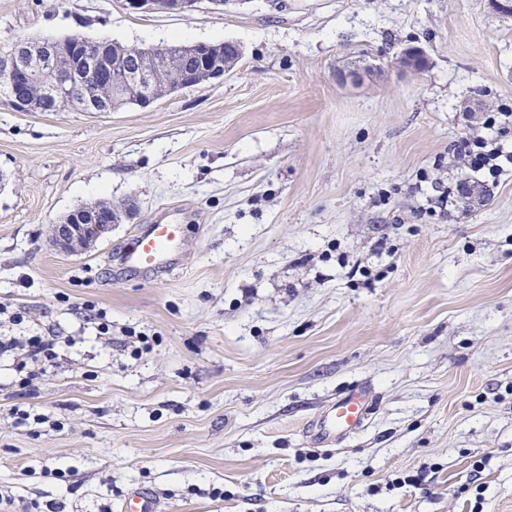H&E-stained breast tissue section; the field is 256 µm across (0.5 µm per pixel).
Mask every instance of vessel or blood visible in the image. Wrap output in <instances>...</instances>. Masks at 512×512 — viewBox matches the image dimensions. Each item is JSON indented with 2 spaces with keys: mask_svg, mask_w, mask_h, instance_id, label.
I'll list each match as a JSON object with an SVG mask.
<instances>
[{
  "mask_svg": "<svg viewBox=\"0 0 512 512\" xmlns=\"http://www.w3.org/2000/svg\"><path fill=\"white\" fill-rule=\"evenodd\" d=\"M185 227L181 224L161 221L139 234L125 250L123 263L131 272H167L172 267V258L184 246ZM368 394L353 390L329 405L311 423L315 437L324 443L359 431L367 417ZM158 505L149 490H133L124 500L120 512H157Z\"/></svg>",
  "mask_w": 512,
  "mask_h": 512,
  "instance_id": "vessel-or-blood-1",
  "label": "vessel or blood"
}]
</instances>
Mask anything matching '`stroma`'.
<instances>
[{
	"instance_id": "1",
	"label": "stroma",
	"mask_w": 512,
	"mask_h": 512,
	"mask_svg": "<svg viewBox=\"0 0 512 512\" xmlns=\"http://www.w3.org/2000/svg\"><path fill=\"white\" fill-rule=\"evenodd\" d=\"M67 36L241 57L146 108L0 104V304L23 317L0 336L60 338L30 390L0 357V512H117L138 487L160 512H512V171L427 209L453 144L512 102V14L0 0V42ZM98 200L133 209L91 251L57 253L51 224ZM164 208L192 241L178 270L122 271L118 248ZM359 386L363 428L318 445L309 421ZM16 409L61 426L30 432ZM123 6L130 13L190 14L197 9L193 0H125ZM236 44L233 42H224L219 44H212L215 47V50L212 51V58L215 60L216 58L220 63L224 65L227 63L229 66H233L236 59L238 58V54L234 51V46ZM210 69L208 73L209 82L214 80H220L224 78V75L230 72V67L224 65H220L217 62L209 63Z\"/></svg>"
}]
</instances>
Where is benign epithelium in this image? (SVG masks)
<instances>
[{"label":"benign epithelium","instance_id":"benign-epithelium-1","mask_svg":"<svg viewBox=\"0 0 512 512\" xmlns=\"http://www.w3.org/2000/svg\"><path fill=\"white\" fill-rule=\"evenodd\" d=\"M124 9L130 13H173L190 14L195 9L194 0H124ZM56 53L51 43H38L26 39L11 43L8 52L0 55V84L10 87L19 76L20 68L27 66L36 78L46 80L56 62ZM86 72L78 83L67 86L59 98L78 101L85 112H112L115 105L108 90L112 84L103 86L105 94L93 99L87 96V87L95 81L101 69L112 70V65L101 57L83 61ZM112 232L111 213L93 205L86 206L66 216L63 221L52 225L50 242L55 250L64 255H78L94 246Z\"/></svg>","mask_w":512,"mask_h":512}]
</instances>
